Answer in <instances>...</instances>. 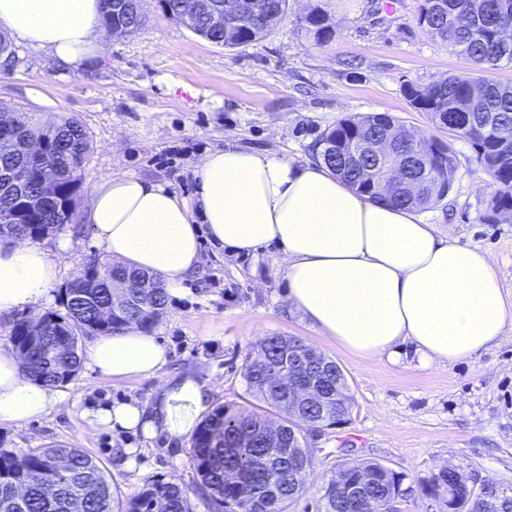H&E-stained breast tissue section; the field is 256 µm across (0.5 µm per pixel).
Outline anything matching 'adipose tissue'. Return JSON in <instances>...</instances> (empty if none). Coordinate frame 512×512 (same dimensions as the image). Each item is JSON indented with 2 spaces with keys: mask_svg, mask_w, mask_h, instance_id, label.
I'll return each instance as SVG.
<instances>
[{
  "mask_svg": "<svg viewBox=\"0 0 512 512\" xmlns=\"http://www.w3.org/2000/svg\"><path fill=\"white\" fill-rule=\"evenodd\" d=\"M102 0H0V30L72 67L104 48ZM194 203L135 175L102 178L85 223L114 261L181 294L202 241L235 254L276 246L289 306L313 330L361 361L445 368L480 357L512 332V297L487 251L411 210L369 198L321 164H300L234 143L195 166ZM61 264L41 244L0 240V313L39 315L53 301ZM88 360L114 380L160 379L155 394L88 412L96 430L138 432L146 442L187 435L211 408L213 388L193 374L166 378L168 349L137 326L97 336ZM62 397L31 380L0 346V425L24 427ZM191 415L176 418V404Z\"/></svg>",
  "mask_w": 512,
  "mask_h": 512,
  "instance_id": "1",
  "label": "adipose tissue"
}]
</instances>
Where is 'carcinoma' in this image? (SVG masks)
Segmentation results:
<instances>
[{"mask_svg": "<svg viewBox=\"0 0 512 512\" xmlns=\"http://www.w3.org/2000/svg\"><path fill=\"white\" fill-rule=\"evenodd\" d=\"M173 17L191 14L197 0H165ZM288 9V0H238L236 11L231 13L233 25L230 36L224 30L210 26L207 18L197 17L198 30L209 42L222 46L228 41L235 46L246 44L266 36L270 23L280 20ZM118 20L127 32L137 31L146 21L141 3L124 14H112L111 0H104L103 24ZM305 22L314 38L323 42L331 36L329 15L319 6L312 9ZM512 23V0H423L417 16V24L438 36L470 68L432 81L428 84L409 82L404 94L411 106L427 115L435 126L438 120L459 126L456 132H448V141L419 137L405 130L403 143L395 155L386 160L390 166L405 168L407 175L431 187L418 197L409 193H393L384 197L372 191L368 185L365 167L368 160L357 158L353 144L364 133L375 131L382 121L392 118L382 113L346 116L326 129L313 146L316 161L324 164L357 192L376 199H383L400 207L421 209L439 202L452 187L456 170V152L453 141L468 143L476 154L483 172L494 187L487 203L485 220L497 222L500 214L512 210V152L503 156L498 147L504 140L512 141V86L490 83L473 74L506 61L512 64V41L501 40L502 26ZM14 63V51L9 38L0 33V68L10 69ZM6 115L8 125H0V136H12V151L0 152V172L15 168L25 147L38 140L51 144L46 165L58 174L57 192L60 203L70 206V214L50 208L37 213L39 223L57 232L77 219L78 202L83 184V171L90 151V139L86 128L76 116L63 113L52 123H44L35 112L0 102V115ZM336 143V159L326 156L325 145ZM437 151L432 167L428 168L417 159L415 150ZM0 236L4 238L35 237L34 227L15 224L3 216L0 218ZM81 265L97 266L107 270L123 271L132 287L126 289L129 297L138 300L133 310L126 307L112 313L111 328H98L101 309L111 303L109 289L100 285L77 288L63 297L66 310L63 315L50 312L43 335L35 343L28 342L24 327L14 324L12 344L29 348L21 356L24 367L32 379L47 388L67 382L81 364L80 350L75 348L65 356L56 352L58 337L68 335L76 342L101 332L116 333L125 323L132 321L150 331L164 313L166 295L161 285L144 290L134 287L142 279L154 276L142 271L112 264V261L96 256L85 259ZM258 349V357L246 362L244 377L249 389L285 422H293L288 413V400L277 388L270 366L282 360L288 353V337L268 336ZM268 416L258 408L230 410L222 405L201 422L191 439V457L197 474L194 486L196 495L210 506H218L225 512H283L306 485L310 472L300 469L295 462L283 456L278 460L269 457L264 447ZM345 475L372 476L368 488L370 497L383 500L384 512H393V503L400 493L401 478L384 467L372 462H351L346 465ZM273 487L276 495L261 496V489ZM429 486L449 495L450 501L458 502L454 512H481V492L465 481L448 484V472L432 475ZM26 492L24 512H152L154 503L162 505L161 512H190L188 498L183 487L174 481L157 480L144 488L137 496L123 502L115 497L112 483L104 469L76 445L48 446L45 448H9L0 444V512H14V492ZM324 512H358V507L336 490V482L325 489Z\"/></svg>", "mask_w": 512, "mask_h": 512, "instance_id": "cac0c4a2", "label": "carcinoma"}]
</instances>
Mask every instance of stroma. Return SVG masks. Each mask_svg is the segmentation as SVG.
<instances>
[{
  "instance_id": "1",
  "label": "stroma",
  "mask_w": 512,
  "mask_h": 512,
  "mask_svg": "<svg viewBox=\"0 0 512 512\" xmlns=\"http://www.w3.org/2000/svg\"><path fill=\"white\" fill-rule=\"evenodd\" d=\"M421 0H289L288 12L264 38L228 50L171 19L158 0H144L147 22L136 32L108 38L91 65L71 68L43 51L14 42L16 64L0 70V100L51 119L76 115L90 138L84 192L100 178L135 174L162 182L185 200L195 192L193 169L208 152L231 142L298 163L342 117L387 113L406 128L447 138L404 95L406 83L426 84L461 72L466 61L417 24ZM328 11L333 35L316 43L305 17ZM457 171L448 196L420 209L426 223L494 257L512 295V221H485L493 190L471 146L454 144ZM60 254L61 282L75 259L101 254L91 225H65L46 240ZM202 261L182 297L152 329L169 350L166 372L215 381L213 403L236 409L260 406L244 378L247 357L267 336H293L343 369L353 399L349 415L309 439L312 467L305 489L286 512H323L328 483L351 461H376L401 478L395 512H448L446 499L426 486L439 468L512 487V336L479 358L445 369L411 368L388 361L365 364L335 341L319 336L285 301L276 247L234 255L203 243ZM154 378L115 381L82 363L59 385L65 400L23 428L0 425V441L17 448L77 445L127 500L156 480L195 486L191 438L159 437L128 468L125 449L141 435L89 432L86 412L129 397L150 398Z\"/></svg>"
}]
</instances>
